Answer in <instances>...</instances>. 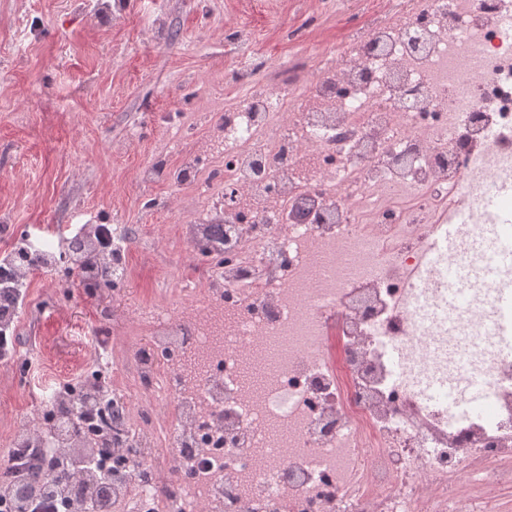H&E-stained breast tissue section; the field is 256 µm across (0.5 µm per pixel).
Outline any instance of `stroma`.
I'll use <instances>...</instances> for the list:
<instances>
[{
  "mask_svg": "<svg viewBox=\"0 0 512 512\" xmlns=\"http://www.w3.org/2000/svg\"><path fill=\"white\" fill-rule=\"evenodd\" d=\"M94 0H0V260L28 241L58 245L90 222L127 224L137 236L126 256L122 297L87 286L77 266L30 270L15 320L20 371L0 362L1 444L59 383L81 380L84 359L118 301L149 303L188 287L178 225L167 242L152 227L164 204L184 215L199 192L174 189L179 163L171 132L194 143L205 132L196 88L217 83L242 59L288 66L323 46L340 45L378 0H328L304 25L309 0H121L120 16L96 13ZM166 173L141 185L140 170Z\"/></svg>",
  "mask_w": 512,
  "mask_h": 512,
  "instance_id": "35a3bbf8",
  "label": "stroma"
}]
</instances>
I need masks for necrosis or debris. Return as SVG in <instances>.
I'll use <instances>...</instances> for the list:
<instances>
[{"label": "necrosis or debris", "mask_w": 512, "mask_h": 512, "mask_svg": "<svg viewBox=\"0 0 512 512\" xmlns=\"http://www.w3.org/2000/svg\"><path fill=\"white\" fill-rule=\"evenodd\" d=\"M510 20L512 0H385L316 67L225 73L237 100L207 98L212 135L169 175L205 187L184 224L198 287L113 315L91 375L8 436L69 468L54 512H501L512 232L481 203L512 182ZM452 201L468 222L447 267L469 278L429 317L412 300L443 304V274L409 273ZM205 224L223 247L202 252ZM132 324L144 339L122 345ZM86 394L110 454L57 428ZM107 475L94 505L76 495Z\"/></svg>", "instance_id": "obj_1"}]
</instances>
